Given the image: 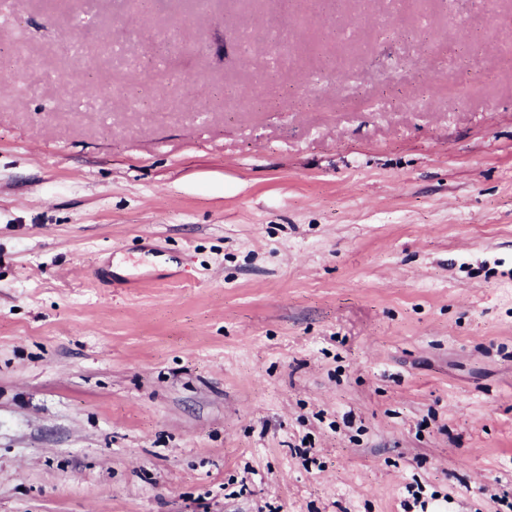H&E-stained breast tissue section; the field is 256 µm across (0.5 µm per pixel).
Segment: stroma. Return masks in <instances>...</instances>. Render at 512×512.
Returning a JSON list of instances; mask_svg holds the SVG:
<instances>
[{
    "mask_svg": "<svg viewBox=\"0 0 512 512\" xmlns=\"http://www.w3.org/2000/svg\"><path fill=\"white\" fill-rule=\"evenodd\" d=\"M0 512H512V0H0Z\"/></svg>",
    "mask_w": 512,
    "mask_h": 512,
    "instance_id": "1",
    "label": "stroma"
}]
</instances>
